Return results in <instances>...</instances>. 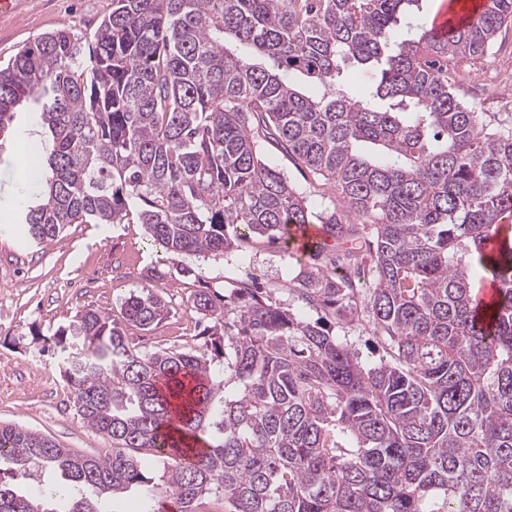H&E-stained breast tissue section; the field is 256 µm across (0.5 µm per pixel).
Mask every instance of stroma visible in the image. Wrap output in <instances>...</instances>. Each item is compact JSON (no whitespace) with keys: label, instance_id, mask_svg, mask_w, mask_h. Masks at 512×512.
Wrapping results in <instances>:
<instances>
[{"label":"stroma","instance_id":"1","mask_svg":"<svg viewBox=\"0 0 512 512\" xmlns=\"http://www.w3.org/2000/svg\"><path fill=\"white\" fill-rule=\"evenodd\" d=\"M15 13L0 16V65L37 37L68 26L92 35L112 0H18ZM43 144L39 107L18 109L8 139L0 148V210L14 214L24 184L14 159L18 143ZM264 160L281 171L318 208L340 204L330 185L288 157L280 146L264 144ZM191 275H183V268ZM300 271L283 249L256 243L221 257H182L149 240L140 224H70L55 238L31 241L18 223L0 222V423L17 424L51 436L78 455L104 457L112 442L83 423L72 388L49 353L54 333L82 310L119 311L126 298L156 287L169 305L167 316L143 330L125 334L143 349L195 345L204 320L192 306L198 291L230 293L246 275L271 291L282 307L296 308L288 282Z\"/></svg>","mask_w":512,"mask_h":512}]
</instances>
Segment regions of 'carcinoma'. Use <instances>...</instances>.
I'll return each mask as SVG.
<instances>
[{"label":"carcinoma","mask_w":512,"mask_h":512,"mask_svg":"<svg viewBox=\"0 0 512 512\" xmlns=\"http://www.w3.org/2000/svg\"><path fill=\"white\" fill-rule=\"evenodd\" d=\"M418 0H112L94 44L63 28L0 68V139L34 99L48 130L22 223L141 224L177 255L222 256L318 222L293 292L341 328L365 321L368 364L246 282L195 294L205 339L145 352L163 296L88 309L56 333L63 377L105 457L0 425V467L70 482L60 502L0 480V512H512V113L462 102L448 61L481 57L512 0L438 33ZM414 27L410 38L396 27ZM380 74L357 96L347 66ZM336 188L312 210L259 145ZM497 283L486 302L473 276ZM168 448L161 479L138 453Z\"/></svg>","instance_id":"cac0c4a2"}]
</instances>
